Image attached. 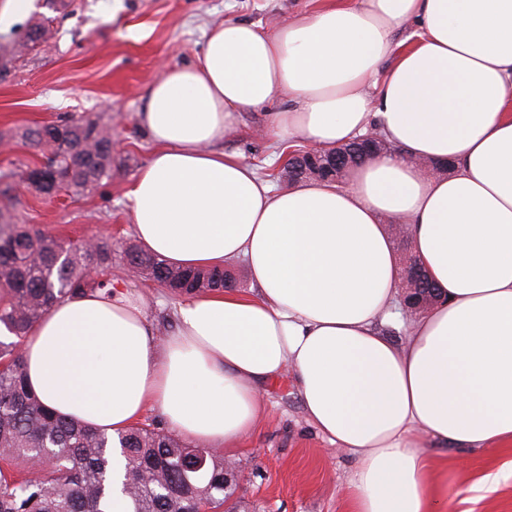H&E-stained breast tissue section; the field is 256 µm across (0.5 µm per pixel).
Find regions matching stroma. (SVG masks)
<instances>
[{
    "label": "stroma",
    "mask_w": 512,
    "mask_h": 512,
    "mask_svg": "<svg viewBox=\"0 0 512 512\" xmlns=\"http://www.w3.org/2000/svg\"><path fill=\"white\" fill-rule=\"evenodd\" d=\"M327 0H66L58 11L45 0L15 21L40 23L49 34L13 63L0 83V172H17L39 161L26 129L66 114L93 113L112 121V179L80 198H45L22 191L14 221L35 224L63 240L105 238L112 243V273L120 275L122 249L135 244L128 218L127 186L148 161L153 145L138 121L147 88L169 67L200 56L213 23L246 21L273 29L300 9ZM263 113H244L225 150L242 154L268 173L278 148L254 130ZM437 476L448 482L447 512H512V446L495 450L446 446L428 449ZM243 512H349L347 491L354 473L349 458L308 424L292 382L269 387L253 432L235 454Z\"/></svg>",
    "instance_id": "1"
}]
</instances>
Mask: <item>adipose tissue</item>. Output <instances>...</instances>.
Masks as SVG:
<instances>
[{
	"label": "adipose tissue",
	"mask_w": 512,
	"mask_h": 512,
	"mask_svg": "<svg viewBox=\"0 0 512 512\" xmlns=\"http://www.w3.org/2000/svg\"><path fill=\"white\" fill-rule=\"evenodd\" d=\"M258 108L279 145L375 128L398 151L277 191L216 147ZM139 121L154 150L126 197L142 249L243 262L252 290L181 299L162 338L124 281L61 302L23 346L33 392L112 434L156 407L229 456L287 374L354 461L351 512H445L426 449L512 444V0H332L270 32L228 19L149 86ZM395 222L443 292L408 318Z\"/></svg>",
	"instance_id": "ef3b65f1"
}]
</instances>
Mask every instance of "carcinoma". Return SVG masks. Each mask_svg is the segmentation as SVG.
I'll use <instances>...</instances> for the list:
<instances>
[{
	"label": "carcinoma",
	"mask_w": 512,
	"mask_h": 512,
	"mask_svg": "<svg viewBox=\"0 0 512 512\" xmlns=\"http://www.w3.org/2000/svg\"><path fill=\"white\" fill-rule=\"evenodd\" d=\"M50 154L19 175L43 196L63 190L82 195L112 179V125L99 117L69 115L27 132ZM303 168L320 180L341 181L353 166L329 165L324 153L304 158ZM65 173L55 181L54 171ZM13 183L0 175V325L13 340H0V512H112L108 488L112 438L54 416L28 388L22 345L55 304L110 285L112 243L93 248L67 244L30 224L12 221ZM124 268L169 290L170 295L206 293L236 285L228 270L170 266L130 246ZM125 479L136 478L132 512H195L205 501L219 507L233 494L224 481V458L207 455L199 471L184 469L196 448L160 427L136 425L118 438ZM42 455L49 481L27 476L28 461Z\"/></svg>",
	"instance_id": "cac0c4a2"
}]
</instances>
